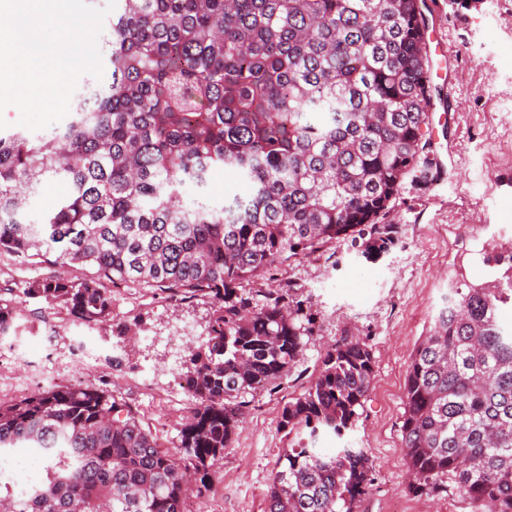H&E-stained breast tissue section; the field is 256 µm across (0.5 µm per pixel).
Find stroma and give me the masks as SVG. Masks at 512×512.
<instances>
[{"mask_svg": "<svg viewBox=\"0 0 512 512\" xmlns=\"http://www.w3.org/2000/svg\"><path fill=\"white\" fill-rule=\"evenodd\" d=\"M434 2L437 41L427 51L445 43L448 61L432 70L437 110L429 139L433 156L449 152L453 161L441 178L406 181L385 218L399 227L389 252L366 258L362 238H349L321 261L303 258L255 280L254 289L264 293L294 283L314 332L280 388L252 397L234 442L210 469L209 491L187 498L186 512H263L288 444L279 427L282 408L309 386L325 349L347 335L367 338L375 360L364 410L346 436L374 467L362 512H473L471 501L455 492H411L400 425L413 351L443 305L450 276L460 272L475 284L493 279L484 244H512V213L501 206L512 186V0H480L468 9L452 0ZM249 190L218 167L206 186L186 185L185 197L219 203ZM113 299L115 322L142 321L136 348L125 347L111 328L77 325L57 308L46 309L44 321L34 320L30 304L19 303L16 330L0 342V400L102 380L140 412L165 447H175L189 397L177 390L166 341L177 333L203 334L210 305L172 304L129 288L115 289Z\"/></svg>", "mask_w": 512, "mask_h": 512, "instance_id": "stroma-1", "label": "stroma"}]
</instances>
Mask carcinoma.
Segmentation results:
<instances>
[{"label": "carcinoma", "mask_w": 512, "mask_h": 512, "mask_svg": "<svg viewBox=\"0 0 512 512\" xmlns=\"http://www.w3.org/2000/svg\"><path fill=\"white\" fill-rule=\"evenodd\" d=\"M100 40L112 83L48 134L0 132V255L71 270L27 282L22 300L60 307L85 327L112 321V288L206 300L203 336L182 375L190 406L179 446L163 448L136 409L97 384L55 386L0 403V458L24 448L43 478L20 498L0 480L3 512H184L244 419L247 396L274 390L312 335L288 289L257 298L272 267L368 235L405 179L433 162L429 57L420 0H118ZM221 166L251 187L221 204L183 199ZM60 186L31 218L33 199ZM484 284L455 281L414 350L405 382L404 450L420 494L450 489L512 512V251ZM15 298L0 293V340ZM374 356L343 336L303 393L283 407L288 438L265 512H359L373 463L360 448L323 454L371 390Z\"/></svg>", "instance_id": "cac0c4a2"}]
</instances>
